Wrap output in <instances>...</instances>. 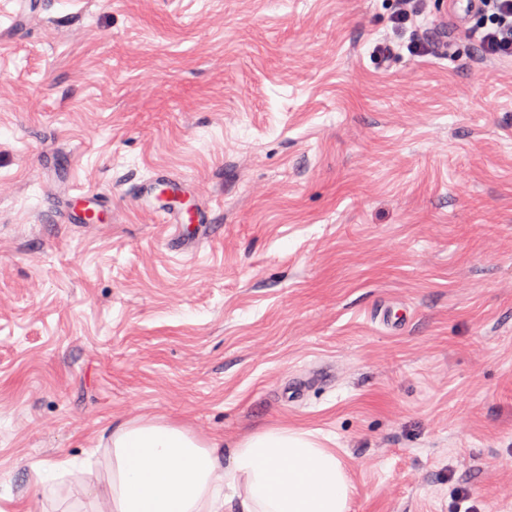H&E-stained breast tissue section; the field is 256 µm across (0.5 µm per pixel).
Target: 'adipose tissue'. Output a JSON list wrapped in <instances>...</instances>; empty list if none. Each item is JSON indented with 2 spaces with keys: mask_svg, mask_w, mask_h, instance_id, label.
I'll return each instance as SVG.
<instances>
[{
  "mask_svg": "<svg viewBox=\"0 0 512 512\" xmlns=\"http://www.w3.org/2000/svg\"><path fill=\"white\" fill-rule=\"evenodd\" d=\"M96 512H349L350 479L317 432L265 425L231 442L148 416L119 418Z\"/></svg>",
  "mask_w": 512,
  "mask_h": 512,
  "instance_id": "1",
  "label": "adipose tissue"
}]
</instances>
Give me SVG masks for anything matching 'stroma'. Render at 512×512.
Segmentation results:
<instances>
[{"mask_svg": "<svg viewBox=\"0 0 512 512\" xmlns=\"http://www.w3.org/2000/svg\"><path fill=\"white\" fill-rule=\"evenodd\" d=\"M392 9L0 0V512H93L140 415L322 431L350 512H512V60ZM172 176L221 229L180 256ZM394 10L391 13V22L401 33L408 31V24L413 23L418 10L419 0H395Z\"/></svg>", "mask_w": 512, "mask_h": 512, "instance_id": "obj_1", "label": "stroma"}]
</instances>
